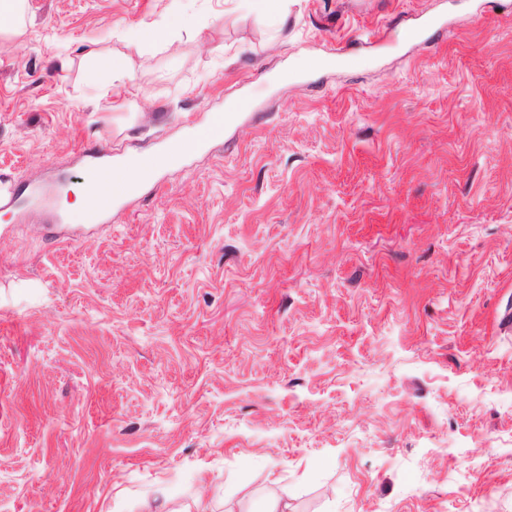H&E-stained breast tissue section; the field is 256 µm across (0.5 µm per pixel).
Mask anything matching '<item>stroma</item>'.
I'll return each instance as SVG.
<instances>
[{"instance_id":"stroma-1","label":"stroma","mask_w":512,"mask_h":512,"mask_svg":"<svg viewBox=\"0 0 512 512\" xmlns=\"http://www.w3.org/2000/svg\"><path fill=\"white\" fill-rule=\"evenodd\" d=\"M471 2L29 0L0 38V512H512V11ZM230 106L70 212L83 149Z\"/></svg>"}]
</instances>
